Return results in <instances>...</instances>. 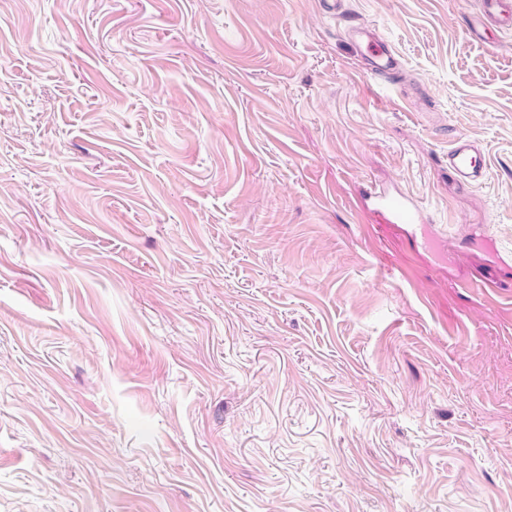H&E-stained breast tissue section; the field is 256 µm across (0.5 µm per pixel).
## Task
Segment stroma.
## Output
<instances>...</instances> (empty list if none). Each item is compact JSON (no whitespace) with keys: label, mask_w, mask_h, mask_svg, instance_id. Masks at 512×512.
<instances>
[{"label":"stroma","mask_w":512,"mask_h":512,"mask_svg":"<svg viewBox=\"0 0 512 512\" xmlns=\"http://www.w3.org/2000/svg\"><path fill=\"white\" fill-rule=\"evenodd\" d=\"M341 9L0 0V512H512V32ZM348 33L363 53L364 60L372 73L382 76L397 66V59L390 47L377 35L375 29L359 23L349 26ZM448 171L461 184L471 185L484 176V157L474 142L459 138L448 148ZM374 202L373 211L385 222L412 226L416 246L426 253L439 252L443 241L432 233L431 226L421 222V210L417 202L407 196H394L374 189L369 193Z\"/></svg>","instance_id":"1"}]
</instances>
